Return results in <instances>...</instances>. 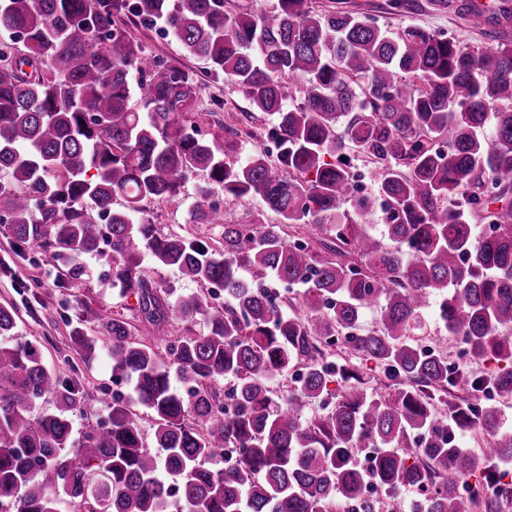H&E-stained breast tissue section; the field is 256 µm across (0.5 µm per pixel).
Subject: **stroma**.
<instances>
[{"label": "stroma", "instance_id": "35a3bbf8", "mask_svg": "<svg viewBox=\"0 0 512 512\" xmlns=\"http://www.w3.org/2000/svg\"><path fill=\"white\" fill-rule=\"evenodd\" d=\"M391 0H313L317 9L350 11L374 17L387 30L417 24L432 32L454 38L460 46L474 49L492 46L493 26L476 29L464 18L442 6L439 0H405L400 9L390 6ZM130 34L143 47L146 55L177 58L194 70L201 81V91L194 110L207 114L201 125L204 138L220 134L222 128H233L251 111L249 99L230 79L210 72L206 61L184 55L172 34L156 26L132 21ZM205 178L192 174L186 179L181 195L175 200L149 203V216L157 229L166 234L185 235L202 240L218 239L221 230L209 224L192 223L189 210ZM90 272L87 281L76 282L65 276L63 265L51 253L37 254L19 246L10 236L0 233V305L16 312V333L38 344L44 363L62 378H76L83 396L82 414L73 423L75 434L107 421L116 393L127 392L126 384L114 382L112 364L106 354L111 339L105 329L112 318L124 319L132 335H142L145 323L137 311L135 298L126 297L112 282L110 257L100 253L82 259ZM145 275L153 287L174 288L184 294L196 293L207 297L213 308H221L224 298L210 294L207 286L191 280L177 269L145 261ZM424 340L433 342L447 354L448 362L464 379L459 387L463 396H472L468 381L490 376L499 365L491 359L459 356L455 345L448 341L447 331L434 315H427ZM96 337L93 358H82L73 348V329Z\"/></svg>", "mask_w": 512, "mask_h": 512}]
</instances>
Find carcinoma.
<instances>
[{
    "mask_svg": "<svg viewBox=\"0 0 512 512\" xmlns=\"http://www.w3.org/2000/svg\"><path fill=\"white\" fill-rule=\"evenodd\" d=\"M133 17L163 20L185 52L271 117L277 164L201 137L195 74L145 56L128 32ZM0 33L10 36L0 45V227L69 261L75 280L82 257L105 245L112 282L149 324L144 337L122 319L106 325L112 375L131 392L76 439L79 385L16 337L14 310L0 306V509L58 512L65 495L80 512H169L175 488L176 512H331L338 498L356 512H403L400 493L411 489L421 496L413 512H471L457 481L486 459L512 462V429L496 408L455 393L448 357L422 353L415 331L435 309L468 355L509 364L472 388L512 398V42L468 50L310 0L235 13L224 0H0ZM297 75L305 81L290 107ZM355 155L377 164L369 194L353 190ZM198 171L207 181L193 223L223 228L222 250L160 234L147 217L148 203L179 196ZM215 188L256 200L279 223H224ZM375 218L386 245L369 232ZM146 257L219 286L224 309L150 288ZM271 281L303 286L308 311L261 292ZM374 305L376 327L348 335ZM171 313L205 318L207 332L170 339ZM331 336L393 392L329 363L321 340ZM71 341L95 355L94 337L78 330ZM300 365L290 389L275 388ZM336 375L350 385L329 401ZM221 379L234 382L231 413ZM48 396L54 412L40 409ZM312 401L326 412L308 421ZM138 407L154 420L158 452ZM474 427L489 437L478 457L452 439ZM227 444L242 455L232 467ZM364 448L377 449L367 470L354 459ZM369 482L381 498L362 499Z\"/></svg>",
    "mask_w": 512,
    "mask_h": 512,
    "instance_id": "obj_1",
    "label": "carcinoma"
}]
</instances>
